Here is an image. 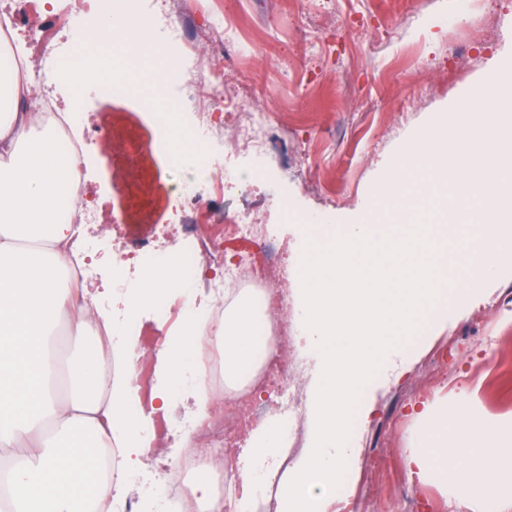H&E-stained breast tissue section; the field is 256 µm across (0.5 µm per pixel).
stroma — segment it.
Returning a JSON list of instances; mask_svg holds the SVG:
<instances>
[{
	"instance_id": "stroma-1",
	"label": "stroma",
	"mask_w": 512,
	"mask_h": 512,
	"mask_svg": "<svg viewBox=\"0 0 512 512\" xmlns=\"http://www.w3.org/2000/svg\"><path fill=\"white\" fill-rule=\"evenodd\" d=\"M237 41L224 49V83L239 108L274 113L279 137L266 154L240 155V179L226 183L215 208L251 210L280 245L291 276L302 227L293 215L325 224L350 223L373 199L405 138L439 112L455 111L500 65L512 60V0H224ZM86 121L148 126L133 102L84 93ZM177 197L131 212L166 253L183 243L181 220H192ZM102 301L119 323L129 316L112 292L111 226L91 224ZM401 377L384 370L365 387L369 417L355 416L358 463L348 468L342 500L355 512H508L489 471L482 495L459 478L465 460L426 479L411 473L423 408L465 407L481 427L512 432V268L475 298L448 301L445 320L407 346Z\"/></svg>"
}]
</instances>
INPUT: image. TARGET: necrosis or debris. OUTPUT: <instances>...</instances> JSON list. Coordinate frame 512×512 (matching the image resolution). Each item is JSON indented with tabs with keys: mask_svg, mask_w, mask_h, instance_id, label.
I'll return each mask as SVG.
<instances>
[{
	"mask_svg": "<svg viewBox=\"0 0 512 512\" xmlns=\"http://www.w3.org/2000/svg\"><path fill=\"white\" fill-rule=\"evenodd\" d=\"M160 17L170 23V34L184 54L193 56V69L178 73L177 78L192 92L197 112L193 139L210 142L221 139L225 154L208 157L204 189L195 181H187L180 194L183 208L196 211L195 221L182 225V233L195 242L183 253L179 271L183 278L199 280L200 288L210 300L209 319L199 331L200 346L196 374L203 380L214 400L204 421H182L183 435L188 436L191 449L178 461L160 471V483L153 486L156 497L176 504L180 512H210L200 501L194 487L203 465H210L216 492L224 502L223 512H232L236 495L230 490L233 476L227 447L231 440L250 426L281 414L288 417V437L294 446H301L305 437L304 417L299 410L303 388L298 377L284 369L283 363L293 344V311L286 301L280 283L278 244L269 239L264 225L255 222L249 212L233 217L202 210L204 194L223 196L227 180L237 174L229 158L250 151L268 148L274 138V127L268 113H239L234 126L225 127L224 111L232 99L224 93V69L218 59L225 43L234 41L236 30L223 15H210L198 22L191 7L192 0H160ZM20 13L0 12V32L12 36L18 25H26L32 34L30 53L20 71L32 81L37 100L35 116L40 126L50 130L59 148L73 157L77 165L72 173L76 197L62 212L65 223L126 225L125 209L99 197H89L85 188L83 159L91 147L103 148L107 163L121 171L129 187H137L142 160L169 150L168 130L158 127L143 132H119L111 127L93 126L83 136H75L73 128L81 120L79 109L61 107L53 95V78L67 71L79 49L86 46L83 19L97 12L99 0H56L55 5L43 0H22ZM256 244L257 249L236 260H225L227 236ZM251 299L261 319L253 331L257 347L269 355L236 384L229 386L224 377V337L219 328L224 316L241 299ZM180 302L168 305L166 329L154 332L145 351L136 352L129 362H113L116 375L129 374L141 392H150L153 379V353L165 341L167 332L179 325ZM280 369L286 401L257 402L265 391L272 369Z\"/></svg>",
	"mask_w": 512,
	"mask_h": 512,
	"instance_id": "necrosis-or-debris-1",
	"label": "necrosis or debris"
}]
</instances>
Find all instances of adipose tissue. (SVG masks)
Segmentation results:
<instances>
[{
    "label": "adipose tissue",
    "mask_w": 512,
    "mask_h": 512,
    "mask_svg": "<svg viewBox=\"0 0 512 512\" xmlns=\"http://www.w3.org/2000/svg\"><path fill=\"white\" fill-rule=\"evenodd\" d=\"M153 38L144 17L125 22L100 17L88 39L94 61L76 62L66 80L76 93L112 76V55L125 59L135 77L157 71L141 55L132 35ZM27 85L0 75V512H102L106 502L125 494L122 483L102 470L100 459L120 449L139 454L145 442L130 410L129 383L102 377L101 352L89 340L92 324L121 335L111 314L96 305L73 306L70 267L78 254L71 225L60 213L74 193L76 159L62 153L52 135L38 129L30 111ZM175 264L145 272L131 288L130 306L189 290ZM70 317L75 353L59 357L56 327ZM248 307L224 319V367L236 378L250 363L253 336ZM201 315L187 316L169 336L165 384L157 397L170 404L182 384L196 347ZM414 443L417 477L447 466L465 453L467 482L474 492L485 487L486 464L509 475L501 495L512 501V439L491 428L474 429L463 410L428 416Z\"/></svg>",
    "instance_id": "obj_1"
}]
</instances>
